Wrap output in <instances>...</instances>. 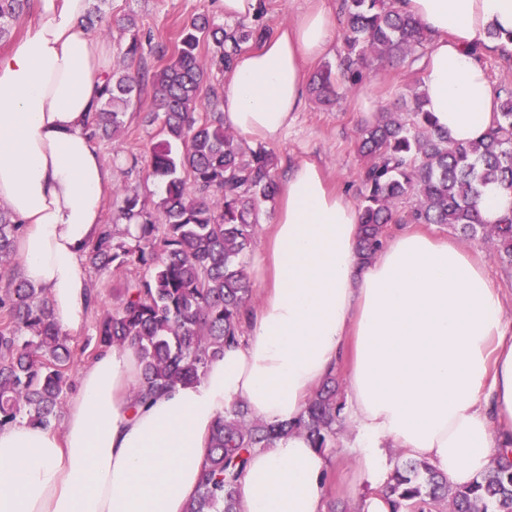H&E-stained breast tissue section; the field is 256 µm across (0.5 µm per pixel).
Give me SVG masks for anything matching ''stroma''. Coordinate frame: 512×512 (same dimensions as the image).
Instances as JSON below:
<instances>
[{"label":"stroma","mask_w":512,"mask_h":512,"mask_svg":"<svg viewBox=\"0 0 512 512\" xmlns=\"http://www.w3.org/2000/svg\"><path fill=\"white\" fill-rule=\"evenodd\" d=\"M263 2V13L237 23L225 20L217 7V0H108L101 25L94 28L93 33L97 36L107 35L111 42L113 71H127L131 65L124 57L123 31L128 22H135L141 34L148 38L144 46V60L149 68L157 70L164 64L158 56V47L173 48L183 27L197 16H209L215 25L224 27L228 32L235 31L241 24L274 31L291 22L306 4V0ZM426 52V46H419L404 63L394 66L380 60L374 62L369 76L362 84L357 89L341 91L334 103L324 104L314 96H306L302 111L298 112L295 122L283 138L266 146L275 158V177H283L287 165L292 162L312 159L323 167L336 188L344 191L351 199H358L359 184L354 175L364 164L356 148L358 132L364 125L358 100L361 95L369 93L376 99V112L395 111L401 94L420 83L419 64ZM199 57L208 73L202 102L197 110L198 116L202 117L213 106L221 104L224 82L230 72L216 65L217 49L213 43H202ZM152 98V87H144L138 100L129 106L119 137L114 140L104 137L94 142L105 159L112 160L113 151L117 148L127 154H136L139 158L137 167L132 170L126 164L114 163L113 188L105 204L103 223L114 222L125 194L138 192L150 203L158 201L161 194L162 185L151 174L146 152L147 146L156 140L159 132V123L152 114ZM463 246L484 258L490 278L505 301L507 332L512 335V276L502 271L492 256V247L487 240L478 237L464 241ZM82 268L90 287L99 293V303L90 308L83 327L70 335L72 361L69 374L73 377L78 376L80 370L91 362L96 328L107 312L118 306V290L126 278L125 273L99 271L87 262L83 263ZM353 437V427L344 425L336 448L327 453L330 461L329 503L348 507L349 512H356L357 509L350 495L351 489L359 488L364 494L369 491L368 486L359 485L354 459L347 450Z\"/></svg>","instance_id":"35a3bbf8"}]
</instances>
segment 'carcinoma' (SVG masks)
<instances>
[{"instance_id": "obj_1", "label": "carcinoma", "mask_w": 512, "mask_h": 512, "mask_svg": "<svg viewBox=\"0 0 512 512\" xmlns=\"http://www.w3.org/2000/svg\"><path fill=\"white\" fill-rule=\"evenodd\" d=\"M28 5L29 0H0V39L9 33L5 23ZM341 9L346 51L310 82V92L324 103L335 100L342 86H357L373 59L402 62L425 42L421 22L395 9L393 0H342ZM127 32L125 57L142 59L139 30L132 25ZM267 36V30L243 24L228 34L199 16L162 68L112 75L91 116V138L115 135L133 92L153 88L160 138L151 144L150 158L162 197L150 209L139 194H125L120 216L135 221L137 235L129 239L104 224L88 245L89 260L99 270L149 271L126 278L120 306L99 324L94 346L96 355L126 345L137 350V403L199 380L224 355V346L244 332L241 309L253 288L242 258L257 235L260 205L273 200L279 186L266 149L244 150L224 128L221 112L196 116L208 78L198 49L202 40H211L221 49L219 64L228 69L242 46ZM403 107L406 117L389 113L359 133L358 152L366 158L357 173L359 252L365 258L379 252L392 223L444 224L491 242L493 257L511 273L512 217L486 224L476 200L488 184L512 189V91L500 98L489 131L470 145L456 144L434 128L423 96L414 95ZM407 198L415 199L414 207L397 215L395 205ZM20 229L0 209L1 267L11 262ZM0 313V426L24 418L52 428L70 383L69 336L47 296L21 279L0 294ZM343 409L335 376L316 389L294 422L269 424L244 404L233 405L217 420L201 485L186 512H240L236 484L252 450L290 433L306 435L320 451L334 448ZM386 496L392 512H512V464L498 461L471 484L454 486L428 462L405 458Z\"/></svg>"}]
</instances>
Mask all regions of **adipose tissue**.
<instances>
[{"instance_id": "1", "label": "adipose tissue", "mask_w": 512, "mask_h": 512, "mask_svg": "<svg viewBox=\"0 0 512 512\" xmlns=\"http://www.w3.org/2000/svg\"><path fill=\"white\" fill-rule=\"evenodd\" d=\"M326 0L239 55L224 84V124L274 143L305 99L304 65L337 35ZM90 0H35L39 16L0 52V208L21 230L20 277L80 329L90 299L81 261L97 236L112 168L87 121L112 80V45L82 24ZM424 26L422 91L435 128L467 144L490 128L497 95L481 56L512 52V0H396ZM359 210L316 162L288 167L273 230L254 257L265 290L245 333L200 381L142 405L137 351L84 367L63 433L20 419L0 428V512H186L217 419L244 402L268 423L298 419L316 387L349 362V449L372 488L360 512H392L388 451L464 486L493 458L512 463V336L504 303L468 251L409 229L371 259ZM329 459L301 434L252 452L242 512H327Z\"/></svg>"}]
</instances>
